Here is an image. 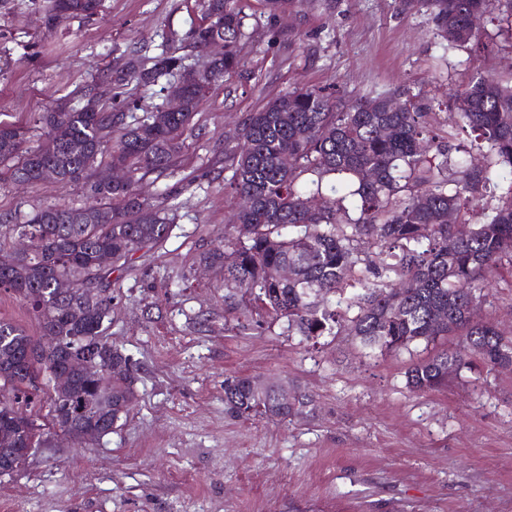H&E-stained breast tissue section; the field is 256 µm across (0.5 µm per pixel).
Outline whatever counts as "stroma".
<instances>
[{
  "label": "stroma",
  "mask_w": 512,
  "mask_h": 512,
  "mask_svg": "<svg viewBox=\"0 0 512 512\" xmlns=\"http://www.w3.org/2000/svg\"><path fill=\"white\" fill-rule=\"evenodd\" d=\"M46 0H0V121L28 126L122 59L162 51L202 65L188 38L199 0H103L97 15L41 25ZM242 67L213 86L174 173L140 182L175 221L155 249L113 272V342L137 368L126 425L77 445L57 437L0 480V512H512V370L476 365L447 389L413 392L424 347L382 355L348 333L310 344L280 324L226 311L224 273L200 259L224 240L238 201L224 145L250 112L287 91L342 101L401 88L444 119L475 77L512 85V25L493 10L476 49H450L420 0H236ZM80 187L20 185L0 169V217L81 206ZM481 316L512 330V267L483 286ZM260 376L310 396L284 423L233 416L224 382Z\"/></svg>",
  "instance_id": "obj_1"
}]
</instances>
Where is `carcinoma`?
<instances>
[{
    "mask_svg": "<svg viewBox=\"0 0 512 512\" xmlns=\"http://www.w3.org/2000/svg\"><path fill=\"white\" fill-rule=\"evenodd\" d=\"M232 0H201V21L189 31L194 48L204 51L214 36L224 39V55L193 76L185 57L163 52L144 66L130 58L111 66L99 80L79 90L84 104L64 99L42 113L49 128L38 147H26L28 128L0 122V165L13 162L11 178L33 185L53 168L69 175L65 184L81 186L92 203L80 207L47 205L0 229V292L22 298L43 334L59 345L43 356L63 362L85 350L102 366L112 365L110 391L98 394L99 381L77 369L74 389L52 396L33 385L25 364L37 339L0 319V460L23 448L31 434L5 410L19 404L29 411L48 406L68 422V407L83 396H99V406L114 431L127 420L136 399L131 358L108 335L112 324V270L89 267L97 252L112 254L125 266L138 251L160 244L173 219L139 192L138 183L173 173L184 135L206 92L241 66L238 43L246 36L245 17ZM438 36L449 48L478 43L493 0H425ZM102 0H50L45 26L60 14L91 17ZM187 77L182 109L134 115L135 105L112 104L113 91L134 81L155 86ZM466 107L448 113L443 129L406 92L380 94L349 104L324 88L288 91L249 113L238 143L224 149L232 175L224 189L252 199L235 209L224 244L204 257L224 268L229 308L257 310L282 326V334L318 342L346 328L362 347L380 353L410 350L445 336L465 342L410 363L405 372L412 391L447 386L448 374L477 356L494 369L512 361V337L498 322H480L470 306L482 302V284L503 263L512 267V87L485 77L451 94ZM464 134L465 146L449 139ZM288 149L292 163L282 162ZM455 171L448 173V165ZM124 168L125 183H104L94 176L101 166ZM312 199L321 207L309 210ZM478 207L482 219L472 222ZM454 223H448V214ZM454 239L448 248V239ZM376 245L385 256L374 268L362 262L361 245ZM291 269L282 279L279 270ZM87 269L90 288L104 294L83 301L59 298L57 281L73 269ZM372 274L368 280L366 274ZM78 307L77 318L70 309ZM280 385L254 378L224 381V402L239 417L284 421L309 406L305 396L284 406Z\"/></svg>",
    "mask_w": 512,
    "mask_h": 512,
    "instance_id": "carcinoma-1",
    "label": "carcinoma"
}]
</instances>
